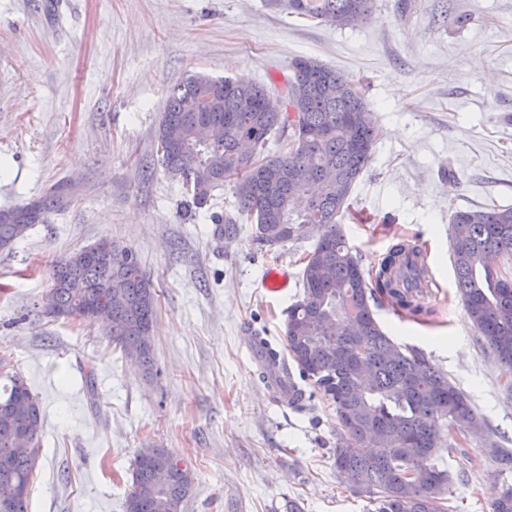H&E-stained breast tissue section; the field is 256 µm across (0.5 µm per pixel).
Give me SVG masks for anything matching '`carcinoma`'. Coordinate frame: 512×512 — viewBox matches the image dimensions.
Here are the masks:
<instances>
[{
	"instance_id": "1",
	"label": "carcinoma",
	"mask_w": 512,
	"mask_h": 512,
	"mask_svg": "<svg viewBox=\"0 0 512 512\" xmlns=\"http://www.w3.org/2000/svg\"><path fill=\"white\" fill-rule=\"evenodd\" d=\"M375 0H288V10L336 27L366 21ZM286 79L295 112L264 109L268 90L256 83L196 74L174 87L159 122L157 152L163 169L181 178L191 204L208 205L213 192L234 184L236 217L214 215L233 236L252 224V241L273 247L316 237L305 257L302 294L289 308L284 349L299 373L334 407L339 437L333 458L349 470L355 493L371 512H447L450 479L436 459L443 448L441 422L461 432L479 425L490 435L486 452L512 457L492 435L468 395L416 347L401 346L375 318L386 301L417 316L418 298L432 284L423 263L409 262L416 246L392 245L366 278L340 224L350 214L352 189L376 139L371 113L357 82L317 60L299 58ZM205 124L212 140L200 143ZM70 201L67 182L34 202L0 210V250ZM448 237L456 287L479 340L512 367V288L502 272L487 270V254L512 257V207L455 210ZM50 291L63 317H84L87 303L112 305V341L123 353L141 352L153 368L157 291L137 255L113 244L112 259L81 249L52 268ZM261 373L281 383L277 353ZM0 356V485L22 487L0 512H28V488L39 455L42 410L22 375L5 370ZM194 485L193 469L161 448L149 458L136 452L124 512H180Z\"/></svg>"
}]
</instances>
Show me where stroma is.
<instances>
[{"instance_id":"35a3bbf8","label":"stroma","mask_w":512,"mask_h":512,"mask_svg":"<svg viewBox=\"0 0 512 512\" xmlns=\"http://www.w3.org/2000/svg\"><path fill=\"white\" fill-rule=\"evenodd\" d=\"M311 58L359 79L378 131L352 194L371 224L344 221L365 273L398 239L422 245L433 284L425 315L375 317L423 349L512 449V379L478 339L457 293L448 216L512 206V0H376L338 28L268 0H0V210L74 184L66 211L0 251V355L37 397L44 424L29 512H124L135 453L163 448L196 473L180 512H368L336 470V414L271 400L244 335L282 346L315 240L259 249L237 209L189 206L156 168L172 88L200 73L280 87ZM109 239L131 248L159 295L154 368L101 323L47 317L53 262ZM288 277L262 286L267 266ZM449 512H492L512 464L479 437L441 427Z\"/></svg>"}]
</instances>
